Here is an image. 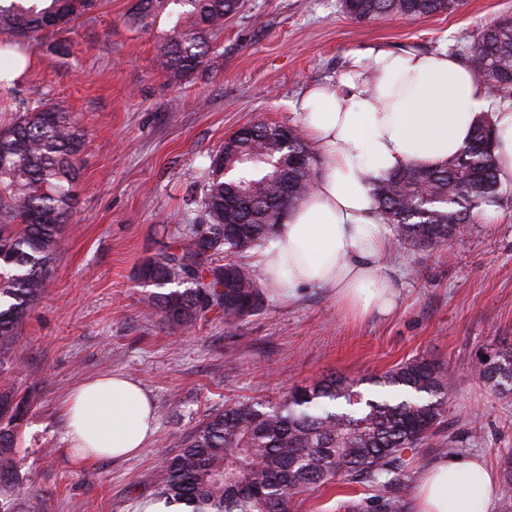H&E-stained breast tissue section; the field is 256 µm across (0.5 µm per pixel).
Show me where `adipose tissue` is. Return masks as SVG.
<instances>
[{
  "mask_svg": "<svg viewBox=\"0 0 512 512\" xmlns=\"http://www.w3.org/2000/svg\"><path fill=\"white\" fill-rule=\"evenodd\" d=\"M299 107L325 163L309 196L252 257L267 286L290 296L324 288L351 313L390 311L395 291L382 271L390 241L373 217L371 186L409 164L448 165L484 114L497 132L498 178L512 186V105L496 102L484 78L447 50H377L370 66L310 88ZM63 414L66 452L79 465L127 460L156 430L152 397L124 375L81 383ZM499 492L481 457L452 454L420 475L414 508L492 512Z\"/></svg>",
  "mask_w": 512,
  "mask_h": 512,
  "instance_id": "adipose-tissue-1",
  "label": "adipose tissue"
}]
</instances>
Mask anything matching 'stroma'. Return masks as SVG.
<instances>
[{
	"instance_id": "35a3bbf8",
	"label": "stroma",
	"mask_w": 512,
	"mask_h": 512,
	"mask_svg": "<svg viewBox=\"0 0 512 512\" xmlns=\"http://www.w3.org/2000/svg\"><path fill=\"white\" fill-rule=\"evenodd\" d=\"M132 0H105L74 30L48 33L28 51L23 85L39 86L86 130L78 214L67 225L42 299L0 354V389L32 395L17 429L15 469L45 512H144L161 461L214 410L238 400L277 401L291 386L330 373L372 377L416 355L448 371V417L438 433L407 451L405 501L420 471L454 439L501 472L512 449V396L475 376L482 357L512 344V188L447 243L419 251L391 247L383 269L398 290L393 311L357 317L322 288L290 297L267 289L258 314L228 328L210 314L191 330L173 328L145 302L138 267L167 244L163 225L187 221L183 196L203 182L209 154L250 122L301 126L299 103L315 83L372 62L376 47L455 49L512 0H461L429 18L359 23L340 0H245L225 20L206 62L173 74L156 60L171 24L147 31L125 23ZM120 373L152 396L158 429L132 459L69 464L61 403L86 378ZM364 483L303 493L291 512H343L370 497Z\"/></svg>"
}]
</instances>
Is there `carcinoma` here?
Returning a JSON list of instances; mask_svg holds the SVG:
<instances>
[{
    "label": "carcinoma",
    "mask_w": 512,
    "mask_h": 512,
    "mask_svg": "<svg viewBox=\"0 0 512 512\" xmlns=\"http://www.w3.org/2000/svg\"><path fill=\"white\" fill-rule=\"evenodd\" d=\"M100 0H0V34L35 42L43 34L71 29ZM243 0H139L127 13L137 30L158 19L174 20L158 47L162 68L190 73L204 64L212 40ZM458 0H341L358 22L384 17L421 19L451 13ZM467 61L483 75L494 96L512 97V15L481 28ZM258 122L224 141L210 157L199 208L189 224L165 227L170 243L137 270L155 288L148 304L171 326L191 328L216 311L230 328L262 310L266 294L240 253L266 243L277 224L309 194L323 164L305 136ZM495 137L489 117L480 120L470 144L445 167L407 166L373 184L375 217L392 225L406 250L437 246L501 200L495 154L480 145ZM86 134L79 118L38 89L21 100L0 127V351L45 291L60 247L62 229L75 221L81 156ZM250 191L224 206V183ZM224 256V262L214 258ZM477 378L512 395V347L479 362ZM374 384L385 388L364 398L358 381L331 375L288 389L275 404L241 401L210 413L166 457L157 494L189 512H288L292 500L343 479L364 482L370 500H349L344 512H401L391 496L404 484V453L433 437L448 416V375L424 356L407 359ZM32 396L0 392V512H40L42 500L12 492L16 427ZM502 512H512V452L503 460Z\"/></svg>",
    "instance_id": "cac0c4a2"
}]
</instances>
